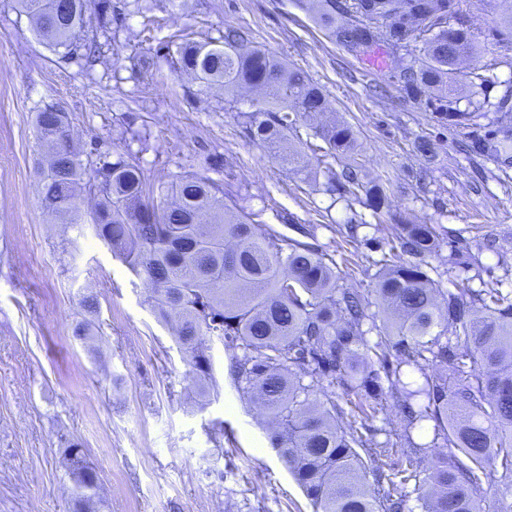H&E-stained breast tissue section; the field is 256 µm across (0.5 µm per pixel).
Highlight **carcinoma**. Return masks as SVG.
I'll return each mask as SVG.
<instances>
[{
	"label": "carcinoma",
	"instance_id": "carcinoma-1",
	"mask_svg": "<svg viewBox=\"0 0 512 512\" xmlns=\"http://www.w3.org/2000/svg\"><path fill=\"white\" fill-rule=\"evenodd\" d=\"M339 45L353 49L350 34L364 42L425 45V59L399 68L403 90L419 102L430 90L436 118L463 125L485 103L460 109L453 97L458 57L474 48L463 0L453 16L440 14L448 0H299ZM61 58L84 49L106 62L112 39L111 0H98V28L86 29V0H15ZM346 20L336 23V14ZM174 68L204 89L219 87L227 102L239 89L258 93L242 113L243 134L290 170L302 156L288 142L308 119L328 111V101L307 73L272 54L249 47L239 30L176 49ZM67 113L46 106L36 113L44 162L37 192L45 212L77 228L88 225L115 257L144 281L159 322L171 326L198 395L214 389L208 342L231 351V378L243 400L266 416V433L313 512H413L405 510L406 485L433 490L416 497L420 512H480L483 480H512V294L469 282L452 291L435 286L425 258L438 246L433 224H401L387 238L388 250L372 293L385 317L368 314L369 295L337 283L336 261L314 247L273 230L257 228L252 214L225 200L224 187L209 176L181 173L157 185L146 181L130 150L82 159L61 141ZM324 157L355 148L352 129L331 123L315 129ZM327 190L361 200L374 212L386 204L382 186L367 187L353 167L339 181L325 163ZM409 254L417 261H401ZM378 332L370 343L364 325ZM396 364L388 366L390 350ZM385 367L382 384L375 364ZM416 369L422 382L404 381ZM339 383L356 400L351 420L322 387ZM393 401L406 435L400 446L375 442L359 428ZM432 420V444L407 432ZM436 462L427 477L417 465L428 448ZM395 456L392 473L369 481L363 456ZM74 484L75 512H88L99 487L96 469L80 444L65 449Z\"/></svg>",
	"mask_w": 512,
	"mask_h": 512
}]
</instances>
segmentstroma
I'll list each match as a JSON object with an SVG mask.
<instances>
[{"mask_svg": "<svg viewBox=\"0 0 512 512\" xmlns=\"http://www.w3.org/2000/svg\"><path fill=\"white\" fill-rule=\"evenodd\" d=\"M476 51L461 58V97L502 104L468 124L437 121L409 101L394 64L332 41L297 0H112L125 13L107 63L59 58L27 17L0 0V512H71L65 441L79 442L99 475L96 512H312L272 449L261 411L229 377V353L213 344L216 391L199 399L171 327L157 322L140 278L92 233L55 223L37 194L36 113L67 112L87 152L125 150L126 130L147 133L140 165L151 183L196 172L223 183L261 228L337 259L338 283L375 286L369 246L380 226L434 224L428 259L440 288L469 281L512 289V28L502 0H467ZM247 32L252 45L303 69L349 125L352 164L383 184L387 208L325 190L317 157L282 169L242 133L247 101L200 92L167 59L179 36ZM488 81L477 85L474 73ZM363 220L357 242L345 226ZM95 294L99 337L73 335Z\"/></svg>", "mask_w": 512, "mask_h": 512, "instance_id": "35a3bbf8", "label": "stroma"}]
</instances>
